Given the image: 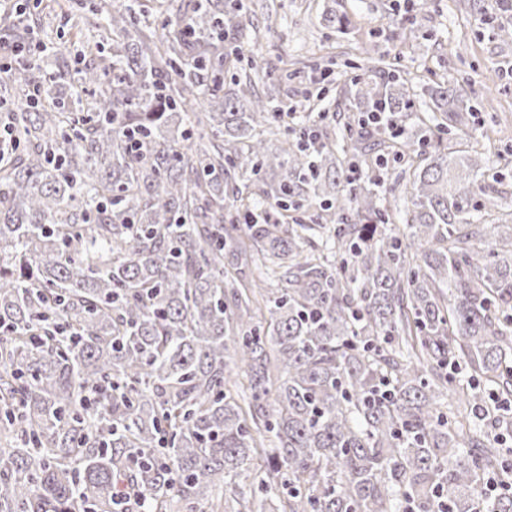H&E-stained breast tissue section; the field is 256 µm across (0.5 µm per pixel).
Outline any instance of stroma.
Wrapping results in <instances>:
<instances>
[{
  "instance_id": "stroma-1",
  "label": "stroma",
  "mask_w": 512,
  "mask_h": 512,
  "mask_svg": "<svg viewBox=\"0 0 512 512\" xmlns=\"http://www.w3.org/2000/svg\"><path fill=\"white\" fill-rule=\"evenodd\" d=\"M326 0H268L269 9L260 24H271L277 37L250 39L249 45L264 54L277 49L305 60L307 65L328 69L323 85L327 94L314 109L326 113L333 126L340 112L350 106L343 88L362 75L358 42L364 32L379 28L390 16L410 14L416 34L407 45L379 37L375 54L383 55L393 73L421 75L436 72L437 80L466 93L478 110L473 135L489 132L490 168L502 172L498 186L502 210H512V41L498 37V26L512 27V15L498 11L497 0H481L480 10L467 0H346L356 24L350 34L325 29L320 14ZM496 88H489V79Z\"/></svg>"
}]
</instances>
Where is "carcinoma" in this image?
Segmentation results:
<instances>
[{"label":"carcinoma","instance_id":"1","mask_svg":"<svg viewBox=\"0 0 512 512\" xmlns=\"http://www.w3.org/2000/svg\"><path fill=\"white\" fill-rule=\"evenodd\" d=\"M173 2L58 0L94 33L83 66L3 84L0 512H512V212L488 209L485 149L461 142L477 108L436 81L442 122L413 131L423 77L370 56L379 80H351L340 134L291 137L257 89L295 76L288 54L224 45L264 5L180 0L157 21ZM252 264L284 286L255 292Z\"/></svg>","mask_w":512,"mask_h":512}]
</instances>
